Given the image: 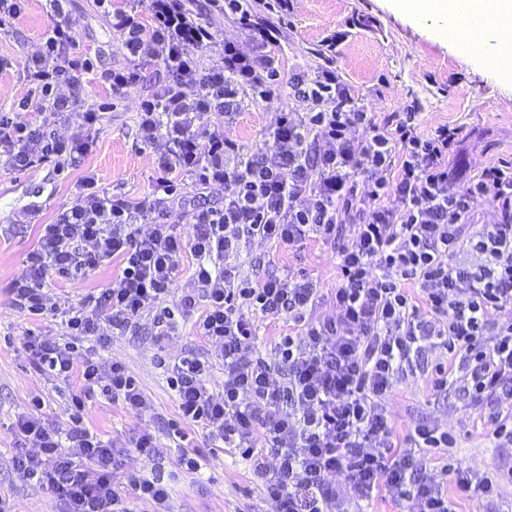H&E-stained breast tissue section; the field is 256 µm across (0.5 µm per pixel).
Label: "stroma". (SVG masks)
Returning a JSON list of instances; mask_svg holds the SVG:
<instances>
[{
	"label": "stroma",
	"mask_w": 512,
	"mask_h": 512,
	"mask_svg": "<svg viewBox=\"0 0 512 512\" xmlns=\"http://www.w3.org/2000/svg\"><path fill=\"white\" fill-rule=\"evenodd\" d=\"M362 15L374 18V25L349 28V21ZM66 21L77 31L81 49L95 63L98 77L88 87L91 98L111 102L112 108L103 113L95 144L81 166L62 170L45 162L23 171L0 169V497L10 500L12 512H65L58 494L28 482L15 471L10 429L35 397L43 401L44 418L53 424L66 423L71 389L42 376L21 345L30 332L47 339L60 336V322L30 320L13 305L11 282L36 246L40 225L54 222L86 173H94L109 192L133 201L143 196L158 176L152 149L136 135V112L140 94L164 81L163 70L145 66L138 85L120 94L111 93L101 75L122 64L124 50L107 17L93 0H71ZM210 22L217 41L203 52V65L219 60L228 41L243 53H253L254 43L246 28L219 15L211 16ZM49 23L40 0H29L22 22L0 29V56L9 61L0 71V111H10L13 102L27 92L23 63L40 46ZM343 28L350 34L336 49V68L369 111L382 117L400 111L406 101H418L424 127L448 124L460 128L457 159L474 172L499 159L512 158V74L470 61L449 43L399 15L391 0H295L284 37L272 53L284 72H313L320 63L317 51L322 37ZM289 109L298 112L302 106L291 102L284 91L267 100L245 101L226 121L224 133L245 152H253L269 143L280 112ZM249 260V271L260 277L287 268L312 278L322 293L315 316L335 315L331 290L336 286V260L321 241L310 239L289 248L257 240L251 245ZM117 273L118 266L112 263L81 280L54 279L48 286L59 296L76 301L111 286ZM204 350L190 325H180L171 335L161 336L152 315L146 313L135 328L109 336L99 353L104 363L117 360L125 364L164 423L176 418L177 406L161 361ZM388 407L397 434L426 421L454 436V448L427 449L423 474L428 480L448 484L446 468L450 465L496 479L493 498L454 497V512H512V445L493 437L486 423L488 409L465 408L462 394L455 390L434 394L422 370L396 387ZM86 423L111 441L123 475H147L157 468L175 472L176 450L163 424L155 429L162 453L146 458L138 454L133 439L148 420L130 413L122 403L96 400ZM184 431L202 452L206 467L199 474L175 472V512H276L275 502L251 482L245 460L209 447L201 427L188 425Z\"/></svg>",
	"instance_id": "35a3bbf8"
}]
</instances>
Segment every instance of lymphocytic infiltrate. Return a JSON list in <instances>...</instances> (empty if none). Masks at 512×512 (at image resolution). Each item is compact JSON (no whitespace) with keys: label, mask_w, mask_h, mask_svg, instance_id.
<instances>
[{"label":"lymphocytic infiltrate","mask_w":512,"mask_h":512,"mask_svg":"<svg viewBox=\"0 0 512 512\" xmlns=\"http://www.w3.org/2000/svg\"><path fill=\"white\" fill-rule=\"evenodd\" d=\"M69 2L43 0L53 23L24 62L27 93L0 113L2 168L79 163L90 141L60 136L57 123L91 126L107 109L89 99L94 64L65 21ZM292 2L207 0L209 13L250 30L256 54L228 43L206 67L199 53L216 33L189 0H127L123 8L95 0L124 48L123 64L103 76L112 92L136 85L151 62L166 75L137 112L161 176L134 201L83 178L42 226L11 284L30 319H60L64 341L30 333L23 347L37 371L73 388L67 427L35 411L18 415L14 466L58 493L67 512H131L134 499L173 512L163 475L122 476L111 442L84 424L98 398L141 417L152 413L122 363L102 364L92 349L77 347L104 341L105 327H131L148 311L164 331L190 322L218 350L165 364L178 410L169 435L181 439L184 425L203 426L214 447L248 461L277 512H364L363 501L382 488L404 512H453L449 489L494 491L491 479L460 468L448 488L423 479L424 450L452 447L454 438L428 423L396 436L387 401L428 352L441 350L431 390L455 388L469 409L492 406L493 436L512 444V317L503 316L512 310V160L467 177L455 161L459 128L422 130L413 103L382 119L368 112L333 63L343 32L322 39L313 75L282 78L265 50L280 42ZM282 86L303 111L282 113L272 146L244 154L225 136V116ZM215 188L224 191L219 207L205 203ZM481 201L493 205V222H475ZM174 211L189 217V237L166 223ZM309 238L334 250L332 318H310L321 294L309 277L242 270L254 240L287 246ZM466 247L482 263L461 262ZM187 255L195 260L193 286L176 299ZM112 261L116 282L99 295L72 303L47 287L49 278L79 280ZM259 315L286 317L298 333L259 356ZM218 366L224 378L216 385Z\"/></svg>","instance_id":"lymphocytic-infiltrate-1"}]
</instances>
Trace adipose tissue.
I'll list each match as a JSON object with an SVG mask.
<instances>
[{
  "label": "adipose tissue",
  "mask_w": 512,
  "mask_h": 512,
  "mask_svg": "<svg viewBox=\"0 0 512 512\" xmlns=\"http://www.w3.org/2000/svg\"><path fill=\"white\" fill-rule=\"evenodd\" d=\"M396 6L415 24L430 31H443L452 35L458 13H466L474 23L487 18L497 21L480 44L459 42L460 50L479 59L488 54H512V0H396Z\"/></svg>",
  "instance_id": "1"
}]
</instances>
